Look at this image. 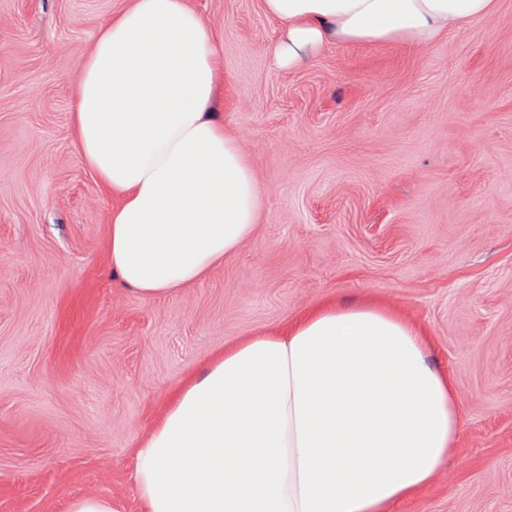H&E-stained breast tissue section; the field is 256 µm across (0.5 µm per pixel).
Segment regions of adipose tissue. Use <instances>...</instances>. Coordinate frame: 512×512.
<instances>
[{
	"instance_id": "1",
	"label": "adipose tissue",
	"mask_w": 512,
	"mask_h": 512,
	"mask_svg": "<svg viewBox=\"0 0 512 512\" xmlns=\"http://www.w3.org/2000/svg\"><path fill=\"white\" fill-rule=\"evenodd\" d=\"M278 65L340 43L421 49L495 0H264ZM218 37L188 0H128L72 89L73 138L115 203L108 262L148 298L250 239L264 192L226 130ZM427 336L380 303L330 302L215 354L134 451L144 512H387L429 485L462 418Z\"/></svg>"
}]
</instances>
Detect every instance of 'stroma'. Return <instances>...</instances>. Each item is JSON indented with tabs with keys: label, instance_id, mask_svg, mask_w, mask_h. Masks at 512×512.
<instances>
[{
	"label": "stroma",
	"instance_id": "1",
	"mask_svg": "<svg viewBox=\"0 0 512 512\" xmlns=\"http://www.w3.org/2000/svg\"><path fill=\"white\" fill-rule=\"evenodd\" d=\"M190 3L266 205L222 266L150 299L106 265L112 201L71 130L124 0H0V512H141L134 450L171 391L328 299L420 324L456 392V447L388 512H512V0L423 49L330 45L289 69L262 0ZM68 512H117L111 500L94 495L74 499Z\"/></svg>",
	"mask_w": 512,
	"mask_h": 512
}]
</instances>
